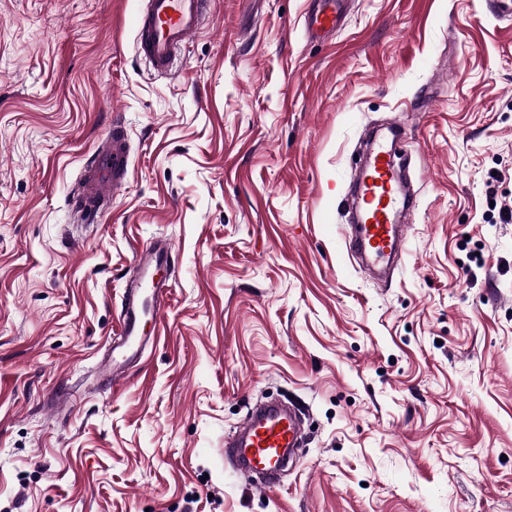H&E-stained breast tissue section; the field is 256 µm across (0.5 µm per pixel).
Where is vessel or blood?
<instances>
[{"label":"vessel or blood","instance_id":"obj_1","mask_svg":"<svg viewBox=\"0 0 512 512\" xmlns=\"http://www.w3.org/2000/svg\"><path fill=\"white\" fill-rule=\"evenodd\" d=\"M347 0H319L306 19L312 36L327 34L341 23ZM208 0H142L135 16V45L139 56L160 74L170 73L175 61L193 36L204 26ZM405 125L392 120L387 132L373 145L357 181L358 222L355 236L348 241L360 268L370 276L382 277L392 268L405 238L403 215L416 206L415 197L405 192L392 164L393 144L403 135ZM127 134L113 125L94 148L83 166L73 209L79 223L90 224L112 207V198L130 173ZM172 260V246L154 239L136 253L139 290L130 293L122 311L118 333L110 338L98 362L108 388H115L129 375L149 338L144 333L148 320L157 319L168 289L162 270ZM304 434L303 421L278 404L257 407L224 440V457L235 471L257 479L260 487L278 483L285 462Z\"/></svg>","mask_w":512,"mask_h":512}]
</instances>
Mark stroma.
<instances>
[{
    "label": "stroma",
    "instance_id": "35a3bbf8",
    "mask_svg": "<svg viewBox=\"0 0 512 512\" xmlns=\"http://www.w3.org/2000/svg\"><path fill=\"white\" fill-rule=\"evenodd\" d=\"M312 2L210 0L158 75L138 0H0V512H512V22L353 0L313 41ZM395 116L417 206L379 282L348 191ZM115 123L129 178L78 225ZM159 236L161 338L113 392L97 363ZM271 391L312 429L260 490L224 437Z\"/></svg>",
    "mask_w": 512,
    "mask_h": 512
}]
</instances>
